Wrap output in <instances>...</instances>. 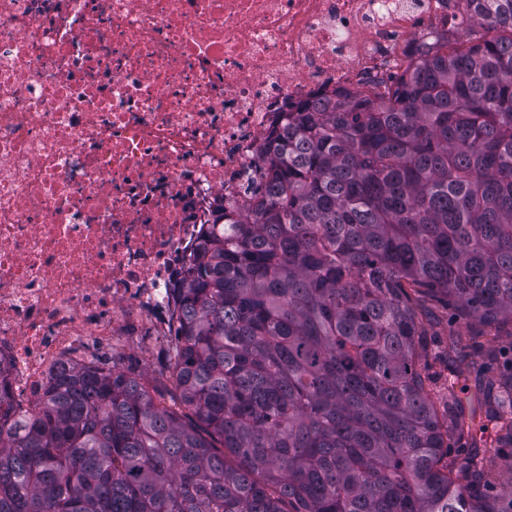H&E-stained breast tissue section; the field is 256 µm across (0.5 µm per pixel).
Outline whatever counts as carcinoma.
Listing matches in <instances>:
<instances>
[{
    "label": "carcinoma",
    "instance_id": "carcinoma-1",
    "mask_svg": "<svg viewBox=\"0 0 512 512\" xmlns=\"http://www.w3.org/2000/svg\"><path fill=\"white\" fill-rule=\"evenodd\" d=\"M470 2L384 91L289 113L270 191L205 232L156 368L75 366L0 415V512H512V453L483 452L512 449V344L490 332L512 322V0ZM418 293L489 328L482 363Z\"/></svg>",
    "mask_w": 512,
    "mask_h": 512
}]
</instances>
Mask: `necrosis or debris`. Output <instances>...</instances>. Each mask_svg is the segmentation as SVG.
Masks as SVG:
<instances>
[{
    "instance_id": "obj_1",
    "label": "necrosis or debris",
    "mask_w": 512,
    "mask_h": 512,
    "mask_svg": "<svg viewBox=\"0 0 512 512\" xmlns=\"http://www.w3.org/2000/svg\"><path fill=\"white\" fill-rule=\"evenodd\" d=\"M467 0H0V381L167 338L202 234L300 105L373 90Z\"/></svg>"
}]
</instances>
